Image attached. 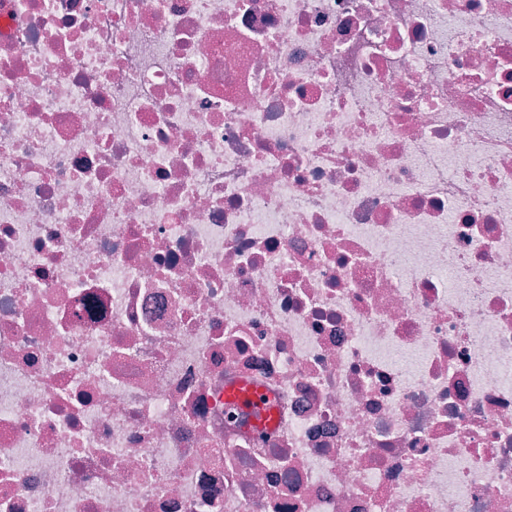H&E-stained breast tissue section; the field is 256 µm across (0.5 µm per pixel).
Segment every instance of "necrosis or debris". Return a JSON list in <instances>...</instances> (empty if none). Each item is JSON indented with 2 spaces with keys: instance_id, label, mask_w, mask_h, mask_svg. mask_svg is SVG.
I'll list each match as a JSON object with an SVG mask.
<instances>
[{
  "instance_id": "obj_1",
  "label": "necrosis or debris",
  "mask_w": 512,
  "mask_h": 512,
  "mask_svg": "<svg viewBox=\"0 0 512 512\" xmlns=\"http://www.w3.org/2000/svg\"><path fill=\"white\" fill-rule=\"evenodd\" d=\"M0 512H512V0H0ZM224 398L239 404L251 424L263 426L265 422H270L271 412L268 404L261 400L260 395L251 386L247 384L237 385L227 390Z\"/></svg>"
}]
</instances>
